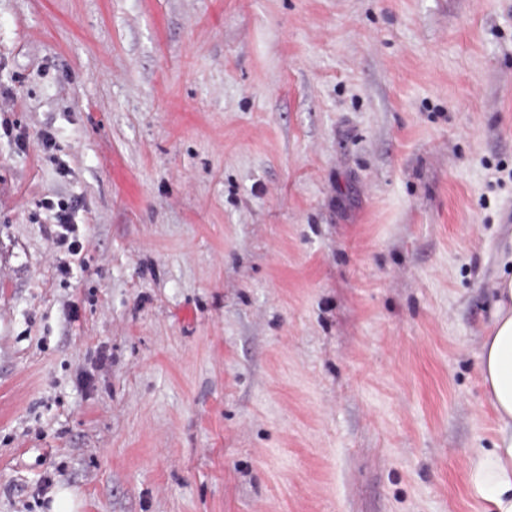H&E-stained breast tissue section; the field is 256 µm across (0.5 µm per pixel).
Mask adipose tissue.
<instances>
[{"label": "adipose tissue", "instance_id": "adipose-tissue-1", "mask_svg": "<svg viewBox=\"0 0 512 512\" xmlns=\"http://www.w3.org/2000/svg\"><path fill=\"white\" fill-rule=\"evenodd\" d=\"M494 291L479 370L497 430L491 447L472 452L466 482L486 512H512V276L499 280Z\"/></svg>", "mask_w": 512, "mask_h": 512}]
</instances>
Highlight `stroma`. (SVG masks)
Wrapping results in <instances>:
<instances>
[{
    "label": "stroma",
    "instance_id": "stroma-1",
    "mask_svg": "<svg viewBox=\"0 0 512 512\" xmlns=\"http://www.w3.org/2000/svg\"><path fill=\"white\" fill-rule=\"evenodd\" d=\"M0 85V512H482L512 0H0ZM55 226L58 228L56 241L61 246H66L67 251L73 255L81 249V243L77 236L78 221L77 211L72 207L58 205L54 213ZM50 497L51 511L48 512H80L81 503L78 495L66 485L57 486Z\"/></svg>",
    "mask_w": 512,
    "mask_h": 512
}]
</instances>
